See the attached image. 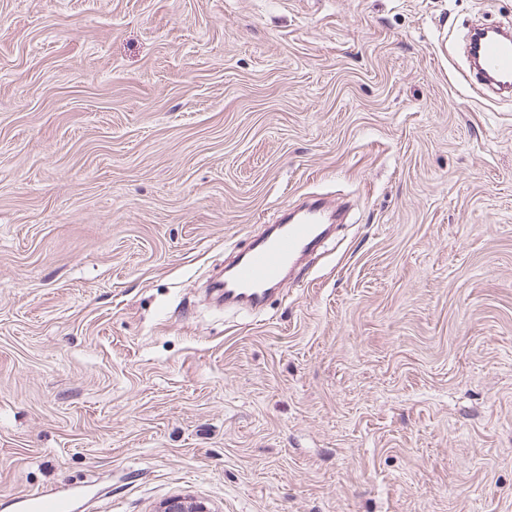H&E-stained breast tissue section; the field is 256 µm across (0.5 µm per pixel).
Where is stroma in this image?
I'll list each match as a JSON object with an SVG mask.
<instances>
[{"label":"stroma","mask_w":512,"mask_h":512,"mask_svg":"<svg viewBox=\"0 0 512 512\" xmlns=\"http://www.w3.org/2000/svg\"><path fill=\"white\" fill-rule=\"evenodd\" d=\"M512 0H0V512H512ZM351 204L260 315L202 285ZM475 31L477 35L471 37L470 47L472 49H469L470 69L468 72L464 70L457 71L458 82L463 85H471L474 76L491 90L497 92L510 91L512 88V38L510 29L484 26ZM485 31H497L502 35V38L495 36L481 38L477 45L480 56V59H478L473 54V42L479 33ZM489 75H496L498 80H493ZM68 496L53 490H43L24 497L21 508L24 512H73Z\"/></svg>","instance_id":"obj_1"}]
</instances>
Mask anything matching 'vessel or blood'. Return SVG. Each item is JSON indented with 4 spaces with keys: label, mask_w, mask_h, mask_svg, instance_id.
<instances>
[{
    "label": "vessel or blood",
    "mask_w": 512,
    "mask_h": 512,
    "mask_svg": "<svg viewBox=\"0 0 512 512\" xmlns=\"http://www.w3.org/2000/svg\"><path fill=\"white\" fill-rule=\"evenodd\" d=\"M479 54L471 58L469 70L459 71L460 84L480 80L489 89H512V31L481 38ZM336 213L322 199L313 197L253 238L247 250L234 256L224 271L214 276L209 288L216 299L249 312L264 308L275 287L286 277L294 261L312 251L320 241L324 225L335 223ZM23 512H73L68 496L43 490L24 497Z\"/></svg>",
    "instance_id": "obj_1"
}]
</instances>
